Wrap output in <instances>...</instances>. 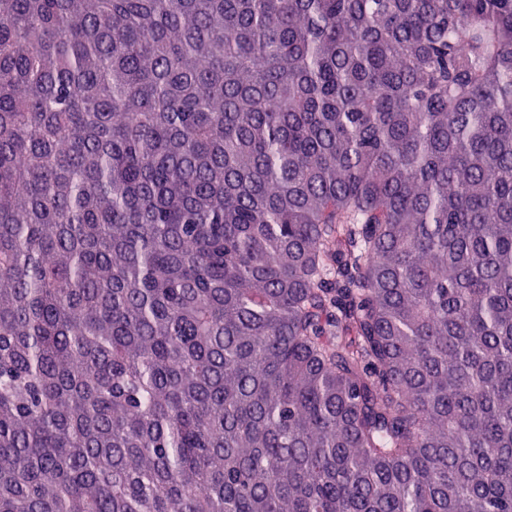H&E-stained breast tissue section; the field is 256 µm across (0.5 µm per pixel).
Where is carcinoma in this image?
I'll return each instance as SVG.
<instances>
[{"mask_svg":"<svg viewBox=\"0 0 512 512\" xmlns=\"http://www.w3.org/2000/svg\"><path fill=\"white\" fill-rule=\"evenodd\" d=\"M0 512H512V0H0Z\"/></svg>","mask_w":512,"mask_h":512,"instance_id":"cac0c4a2","label":"carcinoma"}]
</instances>
